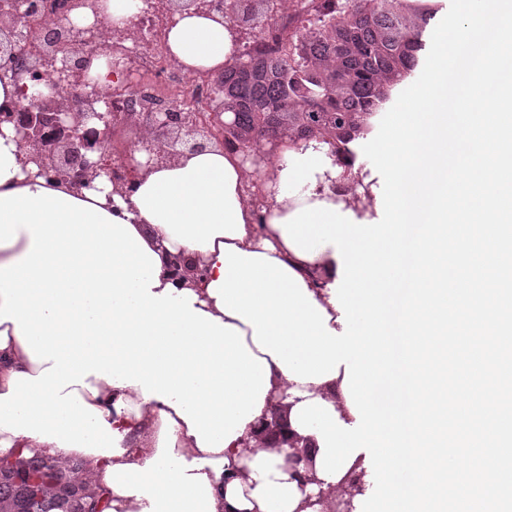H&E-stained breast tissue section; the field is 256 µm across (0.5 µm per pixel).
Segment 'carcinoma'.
<instances>
[{
  "label": "carcinoma",
  "mask_w": 512,
  "mask_h": 512,
  "mask_svg": "<svg viewBox=\"0 0 512 512\" xmlns=\"http://www.w3.org/2000/svg\"><path fill=\"white\" fill-rule=\"evenodd\" d=\"M219 0L224 22L247 28L258 42L212 77L223 99L224 146L251 143L278 158L283 139L328 143L356 160L355 142L383 111L392 91L424 64V34L440 0ZM16 512H103L100 494L77 483L39 452L21 462L0 458V503Z\"/></svg>",
  "instance_id": "1"
}]
</instances>
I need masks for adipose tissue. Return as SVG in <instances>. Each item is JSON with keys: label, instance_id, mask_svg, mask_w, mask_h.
<instances>
[{"label": "adipose tissue", "instance_id": "obj_1", "mask_svg": "<svg viewBox=\"0 0 512 512\" xmlns=\"http://www.w3.org/2000/svg\"><path fill=\"white\" fill-rule=\"evenodd\" d=\"M237 39L221 17L192 8L177 15L167 48L185 71L217 73L234 63ZM330 151L286 142L260 210L233 149L152 166L138 152L127 188L103 177L78 187L40 175L13 125H0V456L23 448L64 467L83 461L112 512H310L307 494L332 484L288 471L268 431L271 396L286 392L279 426L314 448L317 436L295 432L289 411L319 398L354 424L343 379H288L208 287L222 244L260 252L302 276L340 329L334 247L300 257L278 226L318 202L371 219L375 192ZM173 255L202 280L172 277ZM234 465L244 477L225 480Z\"/></svg>", "mask_w": 512, "mask_h": 512}]
</instances>
